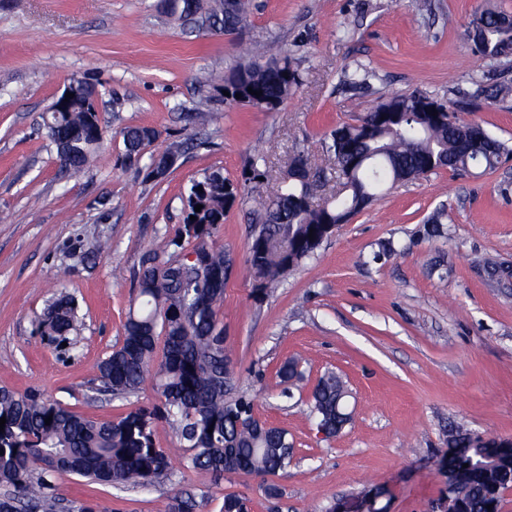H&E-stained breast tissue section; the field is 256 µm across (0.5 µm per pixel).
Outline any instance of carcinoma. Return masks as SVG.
I'll use <instances>...</instances> for the list:
<instances>
[{"mask_svg":"<svg viewBox=\"0 0 512 512\" xmlns=\"http://www.w3.org/2000/svg\"><path fill=\"white\" fill-rule=\"evenodd\" d=\"M250 4L228 0H169V14L200 28L237 30L246 21ZM485 20L475 54L498 59L512 55V24L494 6L478 13ZM251 59L224 75V101H236L270 112L281 107L302 85L298 68L283 54L266 57L261 47ZM262 91L256 97L248 89ZM93 89H84L62 107L43 114V125L56 146L62 170L80 174L103 144L99 117L92 112ZM443 113V117L434 112ZM454 104L424 91L394 94L377 103L355 124L331 131L326 151L340 158L337 178L344 193L322 207L308 201L309 159H296V178L269 197L266 218L248 246L247 262L261 297L277 287L287 271L309 257L331 225L379 200L384 187L394 188L438 169L452 171L498 167L512 150L489 137L486 150L464 151L460 144L488 133L474 123L448 124ZM155 138L145 127L123 132L126 157L140 155ZM242 200L241 184L219 171L195 180L187 191L183 224L170 244L177 251H152L142 261L135 305L124 323V339L99 365L98 391L115 398L136 393L152 376L158 402L130 411L116 420L99 421L71 410L37 391L18 393L0 388V512H59L51 479L75 475L112 486L147 487L167 477L173 457L155 445L154 426L165 422L175 430L182 448L178 463L215 484L227 473L275 475L292 461L288 432L262 422L254 401L231 395L224 386V327L219 312L224 303L226 258L213 238L230 209ZM201 204L203 208L195 211ZM195 219H190V216ZM202 265L189 272L181 257L185 244ZM477 262L499 281L512 282V264L489 258ZM79 327L75 299L53 297L36 333L58 343L69 341ZM162 354H157L159 337ZM345 382L334 372L323 375L312 392L311 415L335 436L352 420L348 415ZM52 418L50 424L45 419ZM455 447L471 448L472 465L448 485L456 512H499L504 490L512 480L490 457V443L470 444L460 428L448 431ZM492 509H487V506ZM194 497L173 495L167 512H197ZM220 512H248L247 499L226 494Z\"/></svg>","mask_w":512,"mask_h":512,"instance_id":"carcinoma-1","label":"carcinoma"}]
</instances>
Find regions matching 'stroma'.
I'll use <instances>...</instances> for the list:
<instances>
[{
  "instance_id": "35a3bbf8",
  "label": "stroma",
  "mask_w": 512,
  "mask_h": 512,
  "mask_svg": "<svg viewBox=\"0 0 512 512\" xmlns=\"http://www.w3.org/2000/svg\"><path fill=\"white\" fill-rule=\"evenodd\" d=\"M486 0H251L245 28L194 29L162 0H0V387L37 390L76 411L118 418L155 399L151 383L127 398L96 390L98 365L121 345L136 275L148 250L167 249L192 181L218 170L241 180L262 155L272 172L231 209L215 240L231 259L219 319L233 365L232 394L253 398L257 416L284 428L293 461L274 476L230 474L212 485L174 468L147 489L60 476L64 502L100 512H165L176 493L219 512L225 494L251 512H343L381 491L387 512H431L448 496L440 460L448 431L512 438V288L491 286L471 263L481 253L512 262V156L492 171H437L391 191L337 226L314 253L256 296L247 263L261 201L297 154H324L326 133L353 123L395 93L428 91L463 101L460 120L481 124L512 147V56H477L469 23ZM288 53L302 76L279 110L229 105L222 85L253 42ZM365 69L351 90L346 74ZM210 85L197 82L200 72ZM507 90L495 102L482 75ZM98 92L104 144L83 176L67 177L42 116L72 81ZM205 112L191 125L190 113ZM148 127L155 139L137 162L121 132ZM193 138L176 168L149 179L151 156ZM444 210L446 238L424 233ZM109 239L110 252L78 253ZM393 241V254L380 244ZM74 296L82 320L71 344L35 336L49 299ZM299 356L298 375L282 364ZM329 371L350 391L352 421L319 434L311 395Z\"/></svg>"
}]
</instances>
